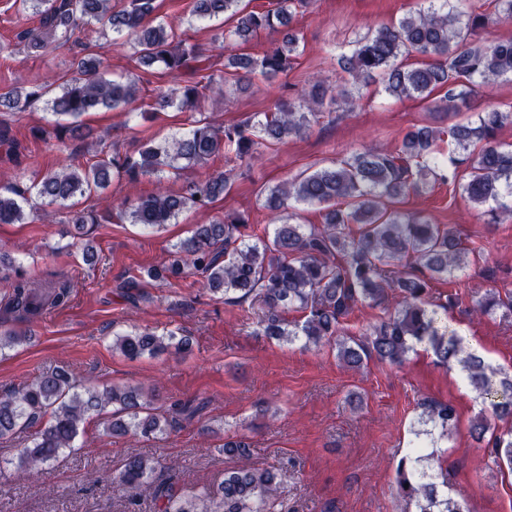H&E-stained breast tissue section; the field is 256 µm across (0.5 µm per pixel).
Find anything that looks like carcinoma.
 <instances>
[{
	"mask_svg": "<svg viewBox=\"0 0 512 512\" xmlns=\"http://www.w3.org/2000/svg\"><path fill=\"white\" fill-rule=\"evenodd\" d=\"M40 16L43 34L56 41L81 46L70 68L45 83L28 89L0 93V106L23 111L31 103L50 96L52 116L73 119L101 108L136 110L139 100L136 80L109 79L103 70V53L81 41L79 24L98 23L101 34L111 31L112 41L130 36L139 64L162 67L169 73L186 74V84L157 97L152 112L177 108L193 114L189 130L169 141L140 144L137 152L112 155L104 150L92 162L79 161L71 152L70 163L47 173L39 182L10 191H0V223L15 224L26 214L19 200L35 194L50 205L69 207L76 195L104 189L112 177L130 183L142 176L161 177L166 169L183 160L189 166H205L215 157L232 154L246 161L266 143L280 142L304 133L316 110L327 103L353 109L360 96L347 88L330 94L325 81L317 79L309 93L295 102L275 100L263 118H250L216 128L206 117H194L197 103L216 82L211 57L196 43L175 40L161 23L154 22V0H125L112 9L111 0H19ZM455 0H427V6L398 22L384 24L356 41L351 55L342 59L343 71L356 90L381 80L386 94L395 98L427 99L437 88L446 92L441 108L454 111L476 85L489 86L512 76V39L488 42L481 36L488 24L484 13L463 14ZM242 0H194L192 15L200 19H225L233 25L222 29L215 40L246 41L260 30L290 25L296 5L302 0H275V7L246 12ZM294 34L268 49L259 58L230 55L224 64L242 79L259 74L274 77L288 72L297 54ZM416 55L425 62L407 67L399 61ZM512 123V112H476L473 117L444 131L431 126L408 131L396 150L375 147L355 151L292 181L265 190L262 206L270 215L272 229L258 235L241 214H227L207 224H194L190 235L172 246L167 263L130 276L123 288L140 290L148 277L179 279L191 274L196 283L214 296L229 301L248 299L257 305L261 335L277 341H302L305 345H333L339 360L359 370L376 359L402 364L417 346L432 352L437 363L453 364L479 398L491 402L495 415L512 418V372L496 370L467 349L457 336L439 331L435 311L429 308L428 288L467 264L469 250L451 230L433 224L415 213H403L390 204L411 192L418 193L432 181H456L457 167L467 165L462 192L477 207L493 214L512 216V144L498 140L497 132ZM448 136L462 155L445 157L439 141ZM475 144L480 150L467 154ZM233 170H215L205 178L189 181L179 191L160 186L149 195L124 201L123 216L131 224L161 230L185 210L204 206L230 188ZM325 206L321 225L302 224V206ZM72 242L62 250L79 249L85 264L96 263L97 251L90 225L99 223L89 210L72 212ZM359 225L353 235L350 225ZM11 289L4 310L16 319L39 316L50 305L66 302L67 288L49 285L39 290L29 286L22 267L0 250V271ZM393 307L387 317L362 333V337L339 340L343 320L359 305ZM503 308L512 311V294L492 293L477 303L475 312L489 315ZM303 320H288L289 311ZM26 341L11 328L0 331V354ZM174 348L189 352L192 339L174 332L159 335L149 329L113 336L112 349L128 359L155 356ZM160 393L139 385L100 386L86 383L65 367L37 376L31 383L0 393V438L32 428L30 443L17 456V468L39 470L52 465L62 453L75 449V440L88 419L111 415L104 431L111 435H139L159 439L185 422L192 421L204 403L177 401L165 412L155 407ZM415 440L395 472L398 498L415 512H468L448 489L447 475L431 465L439 440L448 437L457 421L456 409L447 402L424 398L417 405ZM474 439L488 440V458L512 470V431L496 433L480 416L471 425ZM220 451L232 458L250 454L243 435L224 441ZM116 479L134 492L153 487L155 512H286L279 491V475L271 469L236 467L224 471V479L212 490L195 495L175 490L173 483L156 476L152 460L139 454L124 461Z\"/></svg>",
	"mask_w": 512,
	"mask_h": 512,
	"instance_id": "obj_1",
	"label": "carcinoma"
}]
</instances>
